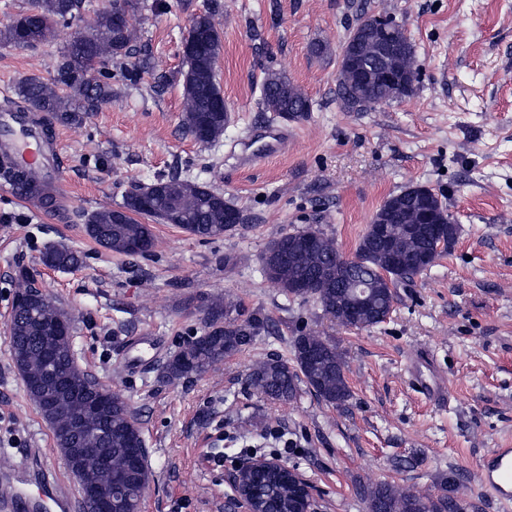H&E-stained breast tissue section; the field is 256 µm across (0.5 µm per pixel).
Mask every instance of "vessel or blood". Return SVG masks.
Instances as JSON below:
<instances>
[{"mask_svg":"<svg viewBox=\"0 0 512 512\" xmlns=\"http://www.w3.org/2000/svg\"><path fill=\"white\" fill-rule=\"evenodd\" d=\"M287 140V131L266 129L257 147L243 154L242 164L275 155ZM0 157L24 168L31 183L53 198L57 218L67 216L71 198L62 179L58 148L45 142L27 112L0 113ZM477 472L480 483L496 498L512 501V448L493 449L481 459ZM75 509V495L48 466L44 449H31L24 465L0 469V512H75Z\"/></svg>","mask_w":512,"mask_h":512,"instance_id":"1","label":"vessel or blood"}]
</instances>
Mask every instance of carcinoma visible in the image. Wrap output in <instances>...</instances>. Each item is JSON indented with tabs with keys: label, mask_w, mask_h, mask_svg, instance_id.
Masks as SVG:
<instances>
[{
	"label": "carcinoma",
	"mask_w": 512,
	"mask_h": 512,
	"mask_svg": "<svg viewBox=\"0 0 512 512\" xmlns=\"http://www.w3.org/2000/svg\"><path fill=\"white\" fill-rule=\"evenodd\" d=\"M80 4L81 0H34L32 8L0 24V45L36 49L52 42L59 26L77 18ZM137 8L138 0H118L117 8L99 12L89 25L92 41L86 43L77 36L61 51L52 80L30 76L19 81L16 95L27 109L45 117L42 128L45 137H50L55 124L83 123L112 99V76L106 65L135 51L136 33L130 18ZM363 61L378 72L416 71L412 52L395 60L369 46L364 49ZM186 65L182 72L183 124L197 138L201 118L214 113L213 92L197 87L190 79L194 63L188 60ZM93 70L98 77L90 79L88 74ZM337 83L338 96L350 112H367L392 102L389 86L383 80H376L352 94L348 78L340 69ZM261 96L266 112H294L303 117L312 111L308 97L280 72L267 73L261 84ZM218 195L219 192L196 180L158 178L126 192L123 206L128 215L122 223L112 220V209L104 207L89 216L86 231L100 246L128 257L147 255L154 247L150 225L136 221V215L175 224L199 239L220 238L224 230L231 231L242 223L243 215L229 202L217 209L214 199ZM426 201L444 213L442 203L433 193L423 197L418 191L406 188L390 196L374 215L389 225V232L398 240L403 253V259L398 262L379 252L366 233L357 247L364 252L363 263L352 270L349 279L338 280L339 251L335 241L321 232L314 247L299 248L295 260L284 267L263 271L264 277L288 297L305 302L314 300L342 326H376L389 317L395 298L394 291L382 283L379 269L394 270L397 282L401 283L423 273L441 256L435 248L432 225H424L425 232L418 239H411L403 232V225L413 219L414 210L422 208ZM138 241L145 243L146 248L136 252L131 244ZM42 263L72 269L79 267L81 257L66 247L53 246L44 252ZM33 281V273L27 270L19 271L16 276L13 299L33 296L35 305L31 311L14 316L11 327V355L27 395L39 409L44 403H51L52 415L45 420L55 435L70 433L78 442L97 449L81 461L84 480L106 481V469L110 466L112 478H126L133 490L144 493L151 472L142 477L129 469V457L141 431L125 399L118 398L112 402V411L97 413L90 417L89 425L75 429L73 417L82 400L56 383L50 376L51 364L68 363L71 378L82 383L92 386L96 380L75 361L72 337H52L46 333L45 320L56 317L61 308L34 290ZM353 282L365 285L361 295L365 304L357 310L351 306ZM202 321L201 334L189 338L163 366L167 380H184L220 364L226 357L250 346L267 325V318L257 314L241 318L237 304L219 295L207 301ZM344 368L336 345L309 330L293 341V363L272 358L260 361L248 374L247 384L268 399L281 402L293 400L303 384L318 400L338 406L350 397ZM250 490L255 506L267 512H301L304 508L301 496L286 474L259 475ZM456 493L457 489L448 487L446 481L438 494L413 493L389 481L356 486V495L366 504L367 512H468L470 505Z\"/></svg>",
	"instance_id": "1"
}]
</instances>
